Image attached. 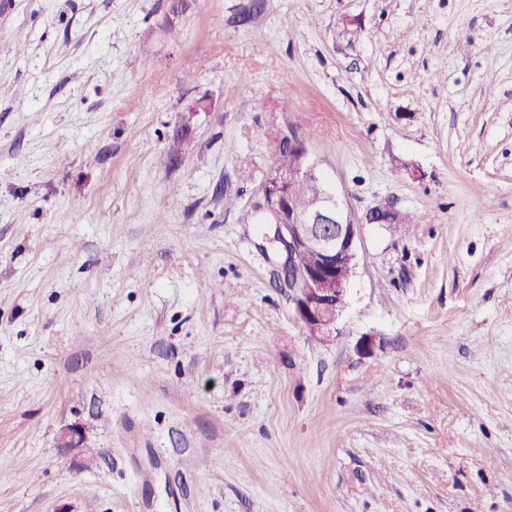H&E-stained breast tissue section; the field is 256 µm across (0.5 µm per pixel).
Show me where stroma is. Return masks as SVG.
<instances>
[{
	"instance_id": "stroma-1",
	"label": "stroma",
	"mask_w": 512,
	"mask_h": 512,
	"mask_svg": "<svg viewBox=\"0 0 512 512\" xmlns=\"http://www.w3.org/2000/svg\"><path fill=\"white\" fill-rule=\"evenodd\" d=\"M239 2L0 0V512H512V0ZM287 121L429 216L327 342L253 212ZM205 110V105L203 103V99L195 100L189 104L186 105V107L183 109L182 112H189L188 121H186V115L184 114L182 116V121L176 132L173 134L171 139V146H170V153L171 157L170 160L176 161L177 156L181 150V147L183 146L184 142L187 141V139L190 136V120L194 116V112H201ZM86 436L83 428L78 424H68L60 432L58 447L69 454L85 446Z\"/></svg>"
}]
</instances>
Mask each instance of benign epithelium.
<instances>
[{"instance_id": "benign-epithelium-1", "label": "benign epithelium", "mask_w": 512, "mask_h": 512, "mask_svg": "<svg viewBox=\"0 0 512 512\" xmlns=\"http://www.w3.org/2000/svg\"><path fill=\"white\" fill-rule=\"evenodd\" d=\"M310 171L301 175L302 187L315 199L306 213L286 210L284 202L257 201L259 212L273 218L272 241L284 255L281 267L286 287L294 291L295 313L307 332L325 341L336 333V325L346 306L348 281L344 266L356 262L358 224L334 192L311 177L318 163L305 152ZM398 210L387 204L370 207L363 220L367 224H387ZM86 436L78 424H68L60 432L58 447L72 453L85 447Z\"/></svg>"}]
</instances>
